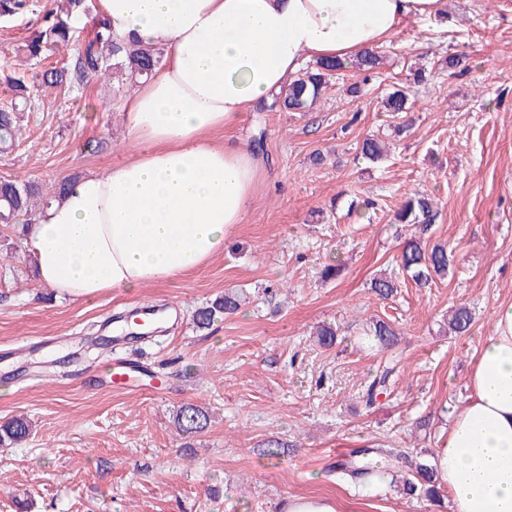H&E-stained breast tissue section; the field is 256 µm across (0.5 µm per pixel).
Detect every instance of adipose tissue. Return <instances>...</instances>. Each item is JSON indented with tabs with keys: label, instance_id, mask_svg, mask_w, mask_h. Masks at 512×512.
Returning <instances> with one entry per match:
<instances>
[{
	"label": "adipose tissue",
	"instance_id": "obj_1",
	"mask_svg": "<svg viewBox=\"0 0 512 512\" xmlns=\"http://www.w3.org/2000/svg\"><path fill=\"white\" fill-rule=\"evenodd\" d=\"M111 31L161 44L164 59L126 96L125 162L74 180L27 229L37 280L90 300L195 271L224 250L259 167L210 134L272 101L307 64L382 45L445 0H98ZM470 399L436 451L449 512H512V302L493 312Z\"/></svg>",
	"mask_w": 512,
	"mask_h": 512
}]
</instances>
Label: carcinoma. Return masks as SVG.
<instances>
[{
	"label": "carcinoma",
	"instance_id": "carcinoma-1",
	"mask_svg": "<svg viewBox=\"0 0 512 512\" xmlns=\"http://www.w3.org/2000/svg\"><path fill=\"white\" fill-rule=\"evenodd\" d=\"M92 0H54L47 9L34 35L17 47L25 59V67L17 68L12 63L0 67V79L11 92L10 102L0 107V153H8L18 146L23 129L24 113L38 110L33 95L36 87H56L63 92L80 91L101 80L117 82V90L130 91L140 79L148 77L161 64L163 49L143 43H124L114 38L104 20L92 15ZM38 11L36 0H0V17L10 19ZM92 18L90 32L81 40L75 36L74 23L78 19ZM74 47L73 54L61 66L44 71L37 70L38 64L49 50ZM381 64L375 50L369 51L349 63L347 61H319L312 68H306L288 84L275 100L260 107V111H271L276 107L289 112H307L328 86V79L339 71L353 68L371 72ZM410 93L407 89H395L384 99V108L393 114L408 110ZM388 146L378 137L363 139L360 157L376 162L387 155ZM71 178H63L47 191L38 184L18 180L0 181V224L17 228L15 236L25 238L24 228L31 223L33 210L44 209L59 199L70 186ZM437 210L434 200L419 192L407 197L394 214L398 224L434 223ZM399 268L410 274L419 284H426L433 278L448 275L451 253L442 244L424 246L421 239H407L397 256ZM393 276H380L372 281V291L386 299L396 291ZM240 297L227 293L215 298L210 304L196 310L194 321L200 329L208 328L219 315L232 314L238 310ZM472 314L469 309L459 307L448 320L449 330L456 335L469 332ZM370 336L381 349H390L397 344L398 332L388 321L379 319L370 326ZM396 366H387L380 371L366 391L371 402L387 389L390 378L396 373ZM178 430L185 435L204 431L208 414L203 408L187 404L175 416ZM30 425L23 417H14L0 424V446L8 447L25 439ZM408 457L385 448L370 446L359 448L350 459L337 467L341 477L356 486H372L379 483L378 476L388 473L391 479L399 480V491L408 498L424 496L434 498L436 472L427 460L419 461L408 473L404 467Z\"/></svg>",
	"mask_w": 512,
	"mask_h": 512
}]
</instances>
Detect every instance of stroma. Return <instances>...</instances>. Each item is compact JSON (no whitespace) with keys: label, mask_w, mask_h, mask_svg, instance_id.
Returning a JSON list of instances; mask_svg holds the SVG:
<instances>
[{"label":"stroma","mask_w":512,"mask_h":512,"mask_svg":"<svg viewBox=\"0 0 512 512\" xmlns=\"http://www.w3.org/2000/svg\"><path fill=\"white\" fill-rule=\"evenodd\" d=\"M446 2L442 16L409 20L381 45L370 77L332 78L313 110L250 105L235 128L212 133L253 153L260 177L223 253L184 277L63 299L36 283L24 247L0 224V423L32 424L25 441L0 448V512H284L299 495L328 498L338 512H440L386 483H342L331 469L374 443L413 457L442 447L469 400L492 313L512 301V0ZM420 66L430 75L417 84ZM395 84L412 101L396 118L382 105ZM120 110L108 83L40 93L18 146L0 156V177L48 189L122 163L136 146ZM401 122L409 129L394 136ZM370 134L390 144L378 164L358 156ZM414 191L438 201L429 229L393 220ZM413 235L452 250L447 277L422 287L399 272ZM329 264L340 266L337 278H322ZM384 272L397 281L387 300L370 289ZM230 289L245 303L197 328L195 310ZM148 303L180 311L164 337L85 353L111 335L114 314ZM461 305L472 330L453 336L448 315ZM378 318L399 332L402 368L369 407L362 394L387 357L367 345ZM323 324L336 331L329 348L313 336ZM111 362L144 376L109 386ZM187 404L209 412L205 431L178 434ZM271 439L283 444L273 459L261 454Z\"/></svg>","instance_id":"stroma-1"}]
</instances>
